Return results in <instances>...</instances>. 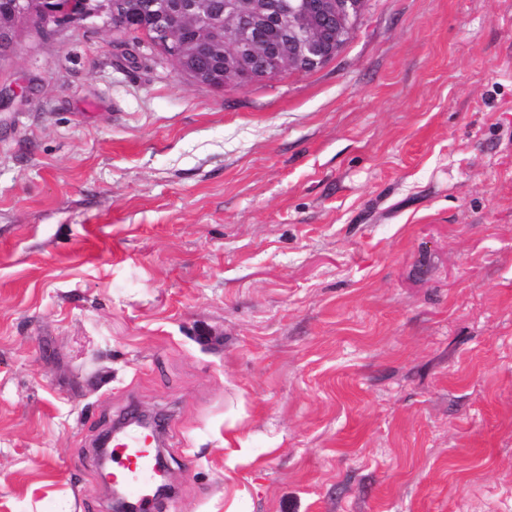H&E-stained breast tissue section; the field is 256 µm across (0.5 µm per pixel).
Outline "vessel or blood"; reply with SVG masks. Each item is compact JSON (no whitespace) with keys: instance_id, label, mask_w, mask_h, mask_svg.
<instances>
[{"instance_id":"1","label":"vessel or blood","mask_w":512,"mask_h":512,"mask_svg":"<svg viewBox=\"0 0 512 512\" xmlns=\"http://www.w3.org/2000/svg\"><path fill=\"white\" fill-rule=\"evenodd\" d=\"M110 453L116 462L112 469L113 483L120 485L132 497L150 501V486L158 471L150 432L141 430L133 435L117 434Z\"/></svg>"}]
</instances>
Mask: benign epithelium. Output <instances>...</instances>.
Segmentation results:
<instances>
[{
  "mask_svg": "<svg viewBox=\"0 0 512 512\" xmlns=\"http://www.w3.org/2000/svg\"><path fill=\"white\" fill-rule=\"evenodd\" d=\"M210 0H125L132 15L148 12L150 30L136 34L146 46L167 53L176 71L195 83L222 89L271 80L285 72H311L336 57L347 43L366 0H224L220 13ZM114 0H71L58 11L48 0H12L0 11V62L17 53L23 34L70 19L112 22ZM216 54L214 64L199 61L198 45ZM107 429L97 442V461L105 484Z\"/></svg>",
  "mask_w": 512,
  "mask_h": 512,
  "instance_id": "benign-epithelium-1",
  "label": "benign epithelium"
}]
</instances>
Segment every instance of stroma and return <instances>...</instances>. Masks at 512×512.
<instances>
[{"label": "stroma", "instance_id": "1", "mask_svg": "<svg viewBox=\"0 0 512 512\" xmlns=\"http://www.w3.org/2000/svg\"><path fill=\"white\" fill-rule=\"evenodd\" d=\"M512 512V0H368L223 90L97 18L0 64V512ZM112 425L100 436L97 442V461L103 482L110 485L107 472L106 447L112 441L110 453L112 462V483L120 485L125 492L145 502L151 501V481H154L158 471L157 456L159 459L160 476L163 484L159 496L164 498L169 492L168 468L160 453L153 452L154 445L151 437L155 434L138 430L134 435H128L125 430L112 440ZM117 460V461H115Z\"/></svg>", "mask_w": 512, "mask_h": 512}]
</instances>
